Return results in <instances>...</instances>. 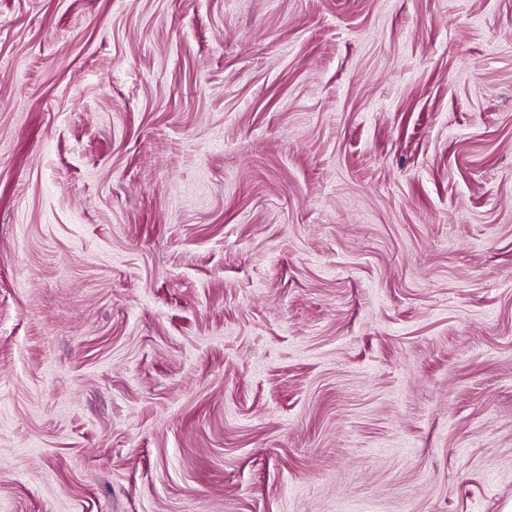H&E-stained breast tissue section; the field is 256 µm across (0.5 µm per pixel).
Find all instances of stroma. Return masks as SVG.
Listing matches in <instances>:
<instances>
[{
    "instance_id": "stroma-1",
    "label": "stroma",
    "mask_w": 512,
    "mask_h": 512,
    "mask_svg": "<svg viewBox=\"0 0 512 512\" xmlns=\"http://www.w3.org/2000/svg\"><path fill=\"white\" fill-rule=\"evenodd\" d=\"M512 0H0V512H504Z\"/></svg>"
}]
</instances>
